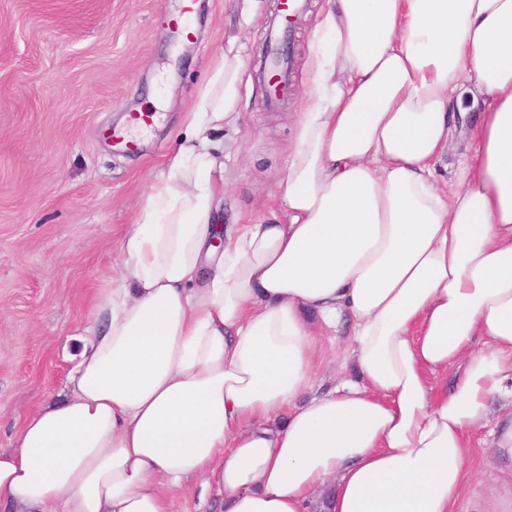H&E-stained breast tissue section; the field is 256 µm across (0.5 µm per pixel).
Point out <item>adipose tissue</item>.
Wrapping results in <instances>:
<instances>
[{
  "instance_id": "ef3b65f1",
  "label": "adipose tissue",
  "mask_w": 512,
  "mask_h": 512,
  "mask_svg": "<svg viewBox=\"0 0 512 512\" xmlns=\"http://www.w3.org/2000/svg\"><path fill=\"white\" fill-rule=\"evenodd\" d=\"M312 36L277 207L248 224L222 223L245 63L217 49L65 395L0 448V503L172 512L204 475L224 512H454L496 399L512 462V0H324ZM343 324L355 376L311 394ZM466 152V142L461 138H454L449 149L448 158L438 167L436 172V179L441 186H448L454 182V172L458 162ZM448 164V168L446 165Z\"/></svg>"
}]
</instances>
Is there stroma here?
I'll return each mask as SVG.
<instances>
[{"instance_id": "1", "label": "stroma", "mask_w": 512, "mask_h": 512, "mask_svg": "<svg viewBox=\"0 0 512 512\" xmlns=\"http://www.w3.org/2000/svg\"><path fill=\"white\" fill-rule=\"evenodd\" d=\"M193 10H186V3ZM323 0L293 31L287 100L257 77L274 0H0V448L30 411L64 393L79 331L114 287L124 234L183 126L218 46L245 44L243 110L224 130V221L274 205L316 67L311 33ZM156 111L137 153L114 147L126 113ZM474 477L456 512L512 507V471L490 426L467 451ZM174 512H224L203 478L173 494Z\"/></svg>"}]
</instances>
